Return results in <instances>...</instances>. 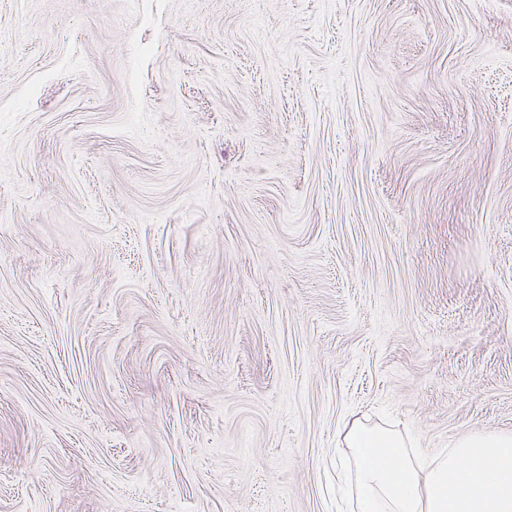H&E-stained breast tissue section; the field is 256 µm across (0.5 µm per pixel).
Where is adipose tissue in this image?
Masks as SVG:
<instances>
[{
	"mask_svg": "<svg viewBox=\"0 0 512 512\" xmlns=\"http://www.w3.org/2000/svg\"><path fill=\"white\" fill-rule=\"evenodd\" d=\"M361 512H512V434L475 432L448 452L413 458L393 431L354 422Z\"/></svg>",
	"mask_w": 512,
	"mask_h": 512,
	"instance_id": "1",
	"label": "adipose tissue"
}]
</instances>
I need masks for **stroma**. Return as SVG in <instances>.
<instances>
[{"mask_svg":"<svg viewBox=\"0 0 512 512\" xmlns=\"http://www.w3.org/2000/svg\"><path fill=\"white\" fill-rule=\"evenodd\" d=\"M353 417L512 433V0H0V512H358Z\"/></svg>","mask_w":512,"mask_h":512,"instance_id":"stroma-1","label":"stroma"}]
</instances>
